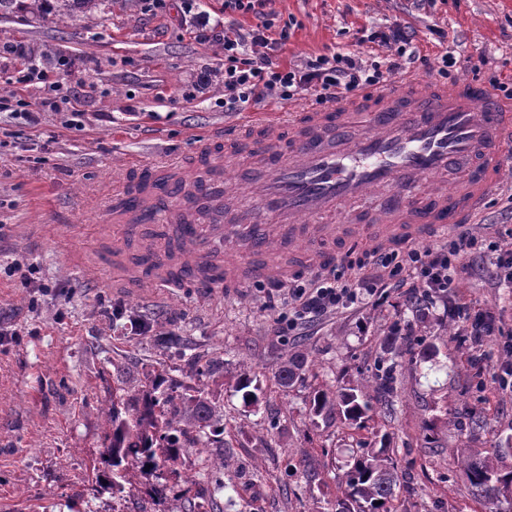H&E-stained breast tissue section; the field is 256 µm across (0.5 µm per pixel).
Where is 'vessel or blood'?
Masks as SVG:
<instances>
[{
  "instance_id": "b4317fda",
  "label": "vessel or blood",
  "mask_w": 512,
  "mask_h": 512,
  "mask_svg": "<svg viewBox=\"0 0 512 512\" xmlns=\"http://www.w3.org/2000/svg\"><path fill=\"white\" fill-rule=\"evenodd\" d=\"M279 122L294 130L288 145L265 137L255 146L260 164L246 172L266 219L244 211L225 223L224 155L206 152L195 172L208 192L211 224L184 223L179 205L159 210V178L185 171L183 161L167 159L150 163L139 189L119 196L113 223L152 224L161 217L181 224L195 264L218 273L228 265L265 282L335 264L339 240L402 247L472 223L512 173V101L476 84L418 87L402 77L350 104L281 113ZM452 175L459 185L434 191L435 182ZM377 193L384 200L382 223H324V216ZM146 253V274L121 263L113 281L138 290L172 287L165 251Z\"/></svg>"
}]
</instances>
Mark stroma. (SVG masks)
<instances>
[{
	"instance_id": "35a3bbf8",
	"label": "stroma",
	"mask_w": 512,
	"mask_h": 512,
	"mask_svg": "<svg viewBox=\"0 0 512 512\" xmlns=\"http://www.w3.org/2000/svg\"><path fill=\"white\" fill-rule=\"evenodd\" d=\"M263 11L290 28L283 62L340 47L371 63L378 50L358 45L360 30L397 18L430 60L453 52L448 84L512 82V0H265ZM199 18L223 24L224 0H167L158 11L118 0L95 19L60 24L22 10L0 16V46H25L41 68L62 73L77 100L75 110L43 112L36 126L0 112V328L8 332L0 337V512H61L67 503L78 512H329L342 494L338 473L379 447L383 433L403 484L396 512H481L457 460L512 437V383L499 377L512 362L503 348L512 340V288L493 287L481 258H467L456 288L474 307L501 313L496 336L479 345L441 302L415 303L396 290L292 326L285 283L135 292L100 266L114 246L129 258L148 242L147 225L116 235L108 220L114 192L133 185L140 166L192 160L228 129L256 137V115L314 103L270 98L225 111L224 46L195 39ZM251 162L225 150L224 186L235 209L259 216L241 176ZM466 230L512 248L511 176ZM17 261L35 267L39 289L8 276ZM397 324L410 335L371 429L336 412L311 416L317 389L376 380ZM293 352L315 366L284 388L276 373ZM209 361L213 371L191 375V365ZM243 363L262 383L255 405L235 390ZM159 367L175 384L205 388L224 441L113 489L93 471L110 444L102 411L113 389L139 395ZM211 457L225 468L208 465ZM218 482L225 490L216 495Z\"/></svg>"
}]
</instances>
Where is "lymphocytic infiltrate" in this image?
Listing matches in <instances>:
<instances>
[{"instance_id": "1", "label": "lymphocytic infiltrate", "mask_w": 512, "mask_h": 512, "mask_svg": "<svg viewBox=\"0 0 512 512\" xmlns=\"http://www.w3.org/2000/svg\"><path fill=\"white\" fill-rule=\"evenodd\" d=\"M264 0H224L231 12L253 14L259 21L246 32H234L224 38V109L243 110L272 96L290 101L303 95L314 96L317 103H333L358 92L385 84L404 72L408 64L420 58L414 35L407 26L392 22L383 27L363 30L360 41L381 50L382 61L363 65L355 55L332 51L317 55L299 65L281 64L275 57L288 41L287 29H274L261 19ZM482 242L462 232L448 243L430 249H412L406 254L384 251L375 264L380 276L367 274L350 283L322 280L293 289L295 314L301 319L321 317L329 311L358 302L362 293L378 294L385 288H402L416 283L423 297L447 301L448 314L462 324L465 335L474 340L495 335L497 319L493 311L477 309L464 300H449L458 269L465 256L480 252Z\"/></svg>"}]
</instances>
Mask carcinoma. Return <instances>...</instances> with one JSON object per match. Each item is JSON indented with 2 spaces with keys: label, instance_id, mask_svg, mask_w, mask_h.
<instances>
[{
  "label": "carcinoma",
  "instance_id": "cac0c4a2",
  "mask_svg": "<svg viewBox=\"0 0 512 512\" xmlns=\"http://www.w3.org/2000/svg\"><path fill=\"white\" fill-rule=\"evenodd\" d=\"M68 12L55 15L62 21L81 13L91 16L98 6L108 0H65ZM48 0H0V14L20 7L42 17L48 16ZM310 362L303 353H292L280 363L276 378L283 387L301 380ZM244 402L258 401L261 388L251 375V369L240 370L235 383ZM341 407L348 424L368 428L374 406L370 398L354 392L335 393L317 390L310 401V412L324 415ZM215 406L202 388L182 392L171 387L165 371L155 374L152 387L142 391L134 403L124 400L118 393L112 395V407L104 413L112 428L111 443L102 457L112 475V487H122L130 481L129 465L142 473L158 467V459L175 463L190 448H205L211 438ZM393 449L388 437L380 439V447L365 448L353 458L341 478L344 497L336 501V512H393L392 502L400 487L397 465L392 458ZM512 456V446H498L474 450L463 460L467 479L483 506L492 505V512H512V470H504L500 463Z\"/></svg>",
  "mask_w": 512,
  "mask_h": 512
}]
</instances>
